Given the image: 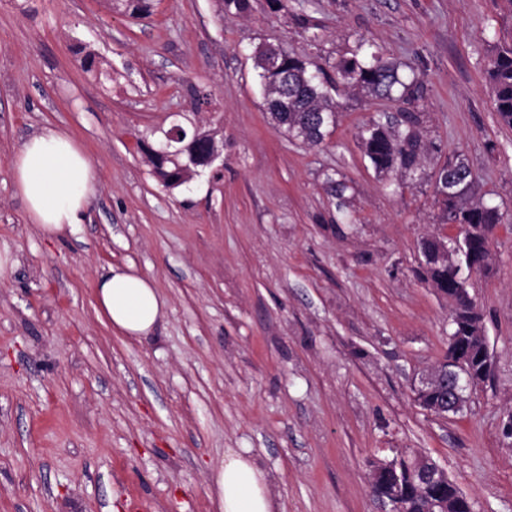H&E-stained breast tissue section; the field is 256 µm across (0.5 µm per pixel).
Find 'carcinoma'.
Returning <instances> with one entry per match:
<instances>
[{
    "label": "carcinoma",
    "instance_id": "1",
    "mask_svg": "<svg viewBox=\"0 0 512 512\" xmlns=\"http://www.w3.org/2000/svg\"><path fill=\"white\" fill-rule=\"evenodd\" d=\"M152 0H116L115 8H124L133 15L150 12ZM279 57L280 67H269L272 55ZM254 67L259 69L261 86L271 90L264 96L266 110L277 126L289 136L301 138L310 144H320L329 133L330 123H321L319 114L333 113L336 104L330 94L335 84L365 90L379 98H391L397 87H402L409 97L422 91V84L406 85L398 75L396 65L383 54L363 42L358 43L351 55L330 65L336 78H331L327 68L291 55L284 48L264 47L254 53ZM487 77L492 89L493 108L502 125L512 129V42L498 46L489 61ZM419 118L409 112L396 127L377 119L364 124L359 138L364 155L378 173L398 172L415 174L420 166L422 143L418 130ZM179 141L173 143L171 155L148 151V158L162 185L176 188L183 184L184 175L206 162V132L188 134L178 132ZM476 177L470 167L458 162L444 168L433 185V195L441 205L446 223L460 225L463 233L462 249L450 253V258H440L438 252L444 239L434 237L424 240V246L433 255L432 264L425 268V279L441 293L448 296L452 317L460 321L456 333L448 342V355L456 352L477 354L480 345L475 342L462 344L458 335H466V326L480 317L475 302L465 289L464 271L484 269L491 255L490 240L475 228L491 229L502 223L503 216L495 206L471 203ZM372 492L391 498L402 512H468V499L458 486L444 477L428 493L417 491L402 476L396 483L395 476L381 471L373 475Z\"/></svg>",
    "mask_w": 512,
    "mask_h": 512
}]
</instances>
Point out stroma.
Returning <instances> with one entry per match:
<instances>
[{
  "instance_id": "stroma-1",
  "label": "stroma",
  "mask_w": 512,
  "mask_h": 512,
  "mask_svg": "<svg viewBox=\"0 0 512 512\" xmlns=\"http://www.w3.org/2000/svg\"><path fill=\"white\" fill-rule=\"evenodd\" d=\"M250 4L153 0L134 16L108 0H0V253L16 261L0 282V512H212L229 448L250 449L282 512H384L371 464L398 450L434 460L472 512H512V129L486 75L512 17L493 0ZM361 39L422 97L340 85L323 143L276 129L256 48L322 64ZM405 110L425 147L402 180L375 172L359 130ZM176 123L215 133L223 158L168 189L145 148ZM49 128L97 175L84 223L53 236L28 220L11 167ZM459 161L503 215L489 268L467 277L493 362L438 416L413 385L448 351L451 308L421 242L449 232L433 184ZM111 266L166 299L149 336L99 315Z\"/></svg>"
}]
</instances>
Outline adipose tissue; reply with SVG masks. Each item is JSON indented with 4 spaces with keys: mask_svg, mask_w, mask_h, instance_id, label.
<instances>
[{
    "mask_svg": "<svg viewBox=\"0 0 512 512\" xmlns=\"http://www.w3.org/2000/svg\"><path fill=\"white\" fill-rule=\"evenodd\" d=\"M15 188L31 223L47 234L74 231L96 190L92 164L72 136L47 129L24 142L12 159ZM96 300L112 329L141 337L152 333L167 313L154 284L133 269L109 268L96 280ZM213 512H279L267 474L249 449H227L209 483Z\"/></svg>",
    "mask_w": 512,
    "mask_h": 512,
    "instance_id": "1",
    "label": "adipose tissue"
}]
</instances>
